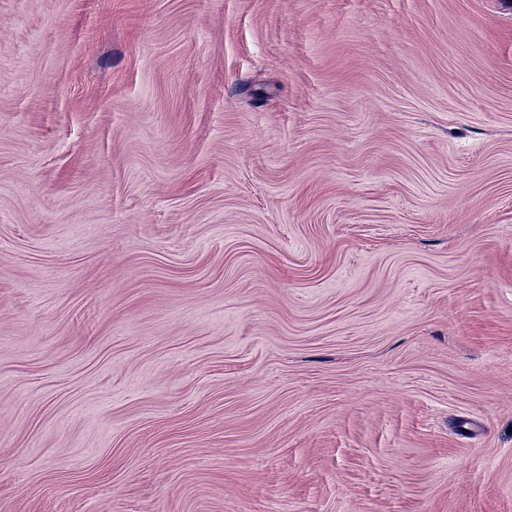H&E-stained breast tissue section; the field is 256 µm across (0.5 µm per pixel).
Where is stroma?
Here are the masks:
<instances>
[{"mask_svg":"<svg viewBox=\"0 0 512 512\" xmlns=\"http://www.w3.org/2000/svg\"><path fill=\"white\" fill-rule=\"evenodd\" d=\"M0 512H512V0H0Z\"/></svg>","mask_w":512,"mask_h":512,"instance_id":"stroma-1","label":"stroma"}]
</instances>
